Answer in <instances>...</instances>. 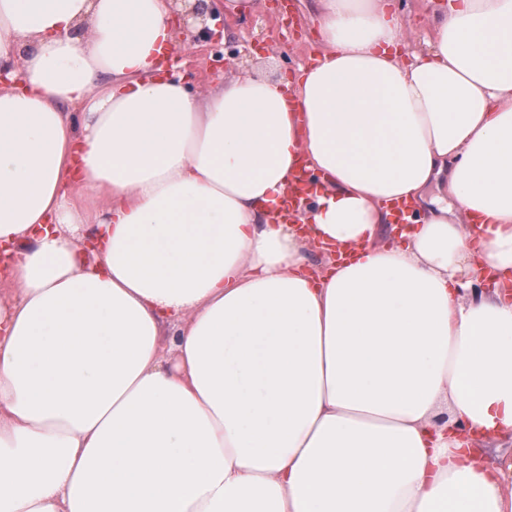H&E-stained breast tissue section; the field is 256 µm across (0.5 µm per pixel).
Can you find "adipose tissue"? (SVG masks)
Instances as JSON below:
<instances>
[{
    "instance_id": "adipose-tissue-1",
    "label": "adipose tissue",
    "mask_w": 512,
    "mask_h": 512,
    "mask_svg": "<svg viewBox=\"0 0 512 512\" xmlns=\"http://www.w3.org/2000/svg\"><path fill=\"white\" fill-rule=\"evenodd\" d=\"M310 16L197 95L171 0H0V512H512V0ZM401 5V16L405 26V48L403 59L411 60L413 52L421 53L427 49L425 39L430 32V14L435 0H396Z\"/></svg>"
}]
</instances>
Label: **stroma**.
I'll use <instances>...</instances> for the list:
<instances>
[{
	"label": "stroma",
	"mask_w": 512,
	"mask_h": 512,
	"mask_svg": "<svg viewBox=\"0 0 512 512\" xmlns=\"http://www.w3.org/2000/svg\"><path fill=\"white\" fill-rule=\"evenodd\" d=\"M396 2L401 6L405 26L403 56L408 59L426 49L435 0ZM296 14L298 24H289L275 9L272 0H265L263 6L245 20L225 19L224 30L228 37L220 44H180L175 51L179 58L176 72L187 77L191 91L200 94L214 80L233 77L254 65L253 53L260 48L273 59L272 75L293 78L299 67H310L320 55L318 34L308 11L300 8ZM231 50L237 51V58L224 63L223 54Z\"/></svg>",
	"instance_id": "stroma-1"
}]
</instances>
